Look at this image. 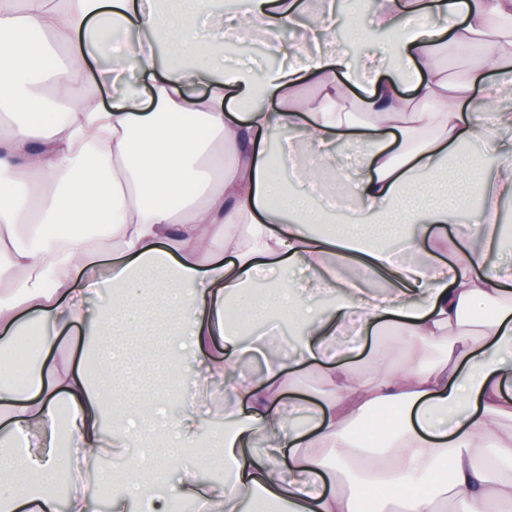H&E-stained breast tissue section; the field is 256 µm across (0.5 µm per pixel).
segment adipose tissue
<instances>
[{
  "instance_id": "obj_1",
  "label": "adipose tissue",
  "mask_w": 512,
  "mask_h": 512,
  "mask_svg": "<svg viewBox=\"0 0 512 512\" xmlns=\"http://www.w3.org/2000/svg\"><path fill=\"white\" fill-rule=\"evenodd\" d=\"M303 12V0H238L228 14L204 0H0V109L26 117L0 131V353L27 328L41 338L27 388L0 377V512H57L38 485L83 473L102 453L124 455L131 436L151 440L136 408L92 386L85 359L111 312L160 301L180 315L169 379H186L194 401L151 462L201 444L195 403L216 384L224 481L188 473L149 495L139 477L108 512H129L136 497L144 512H171L178 499L219 512H359L367 488L378 491L376 512H439L450 496L464 512H512V473L483 461L488 451L512 466V227L499 212L512 200V0H368V30L381 38L373 54L354 58L359 29L312 51L313 24L301 44L280 47L299 65L260 78L225 67V28L246 19L277 30ZM474 42L480 63L449 98L431 58ZM329 71L337 81L320 109L297 98L299 84ZM99 85L111 87L109 102ZM356 85L359 123L340 106ZM296 140L334 171L341 151L360 148L345 175L355 208L321 205L335 190L308 164L272 166V146ZM471 143L494 156L492 177L472 176L461 154ZM458 223L464 246L433 265L423 240ZM107 252L111 264L100 265ZM489 253L502 262L487 271ZM263 266L277 278L262 282ZM298 266L315 273L301 292L289 279ZM94 291L108 302L92 313ZM246 295L255 323L295 331L293 356L258 378L229 372L263 350L225 315ZM355 322L394 335L406 357L374 350L366 372L327 368L317 401L283 400L300 385L298 365L325 357ZM69 336L84 359L77 370L58 358ZM219 337L220 357L210 352ZM377 410L395 423L361 446L352 427ZM351 452L363 464L342 493L332 483Z\"/></svg>"
}]
</instances>
